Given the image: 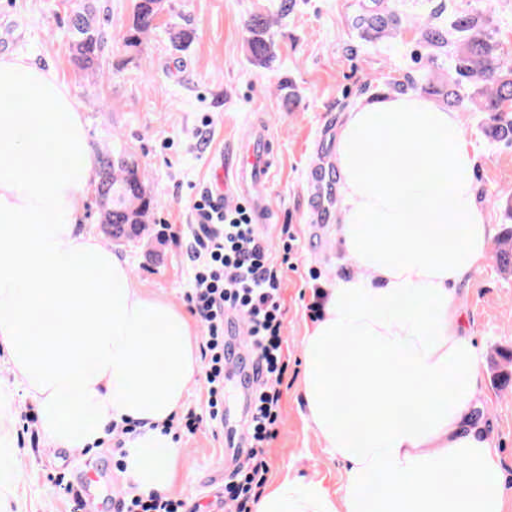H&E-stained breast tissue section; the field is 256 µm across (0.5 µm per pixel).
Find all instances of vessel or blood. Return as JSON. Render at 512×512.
Wrapping results in <instances>:
<instances>
[{"label":"vessel or blood","mask_w":512,"mask_h":512,"mask_svg":"<svg viewBox=\"0 0 512 512\" xmlns=\"http://www.w3.org/2000/svg\"><path fill=\"white\" fill-rule=\"evenodd\" d=\"M270 139L264 125L251 126L241 142L232 173V194L249 203L258 223H265L270 214L269 198L272 186ZM81 498L92 505L99 496H111V485L101 483L95 472L83 474L79 480Z\"/></svg>","instance_id":"obj_1"}]
</instances>
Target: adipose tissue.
Listing matches in <instances>:
<instances>
[{
    "instance_id": "1",
    "label": "adipose tissue",
    "mask_w": 512,
    "mask_h": 512,
    "mask_svg": "<svg viewBox=\"0 0 512 512\" xmlns=\"http://www.w3.org/2000/svg\"><path fill=\"white\" fill-rule=\"evenodd\" d=\"M335 164L348 270L303 338L300 392L343 480L286 475L255 512H504L512 486L474 414L481 355L461 326L458 290L492 227L460 118L413 94L356 105ZM97 170L69 87L0 56V359L49 446L82 450L128 422L125 476L163 494L183 453L164 425L199 372L197 333L88 232Z\"/></svg>"
}]
</instances>
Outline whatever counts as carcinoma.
I'll return each instance as SVG.
<instances>
[{"label":"carcinoma","mask_w":512,"mask_h":512,"mask_svg":"<svg viewBox=\"0 0 512 512\" xmlns=\"http://www.w3.org/2000/svg\"><path fill=\"white\" fill-rule=\"evenodd\" d=\"M373 6L358 16L355 25L375 40L392 38L390 23L395 15L382 9L385 0H372ZM164 0H134L132 23L125 46L138 50L157 29ZM275 20L256 14L247 23V51L250 63L267 68L276 57L272 28ZM421 37L430 55L448 57V80L427 83L421 90L442 97L449 105L464 112L485 114L483 130L495 140L512 144V58L503 57L484 19L476 10L455 11L448 24L440 23L435 13L422 22ZM68 32L76 67L97 73L105 48L104 22L87 0L71 9ZM99 172L112 180L98 183L100 223L105 233L116 242L139 236L149 222L157 201L146 189L144 172L137 156L129 151L122 137L112 135V146L99 155ZM499 264L512 267V235L500 240L496 253Z\"/></svg>","instance_id":"carcinoma-1"}]
</instances>
